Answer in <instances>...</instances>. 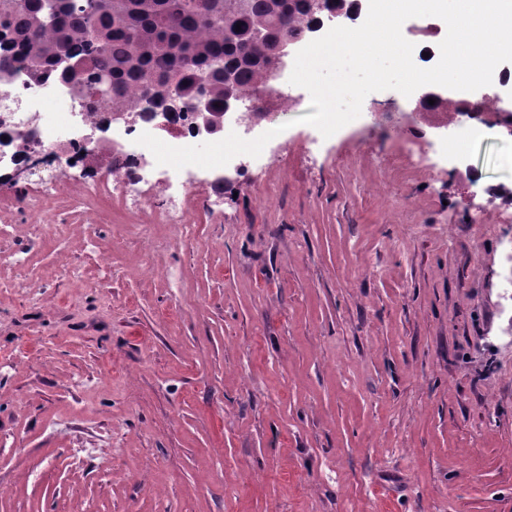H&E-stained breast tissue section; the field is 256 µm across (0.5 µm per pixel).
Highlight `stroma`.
I'll return each instance as SVG.
<instances>
[{
	"label": "stroma",
	"instance_id": "stroma-1",
	"mask_svg": "<svg viewBox=\"0 0 512 512\" xmlns=\"http://www.w3.org/2000/svg\"><path fill=\"white\" fill-rule=\"evenodd\" d=\"M274 87L190 233L0 184V512H512V136Z\"/></svg>",
	"mask_w": 512,
	"mask_h": 512
}]
</instances>
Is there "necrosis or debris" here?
Wrapping results in <instances>:
<instances>
[{
	"mask_svg": "<svg viewBox=\"0 0 512 512\" xmlns=\"http://www.w3.org/2000/svg\"><path fill=\"white\" fill-rule=\"evenodd\" d=\"M12 69L9 81L0 85V165L15 160L23 166L49 156L55 163L51 176L57 179L78 162L105 174L104 179L88 183L86 194L105 190L138 204L141 189L132 174L149 150L137 139L141 133L157 131L152 113L143 111L141 101L133 97L127 105L129 111L139 113L138 122L116 126L112 113L90 111L83 96L54 80L33 77L26 64L13 63ZM155 185L166 198V221L182 224L190 180L174 170Z\"/></svg>",
	"mask_w": 512,
	"mask_h": 512,
	"instance_id": "obj_1",
	"label": "necrosis or debris"
}]
</instances>
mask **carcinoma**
I'll return each mask as SVG.
<instances>
[{"label": "carcinoma", "mask_w": 512, "mask_h": 512, "mask_svg": "<svg viewBox=\"0 0 512 512\" xmlns=\"http://www.w3.org/2000/svg\"><path fill=\"white\" fill-rule=\"evenodd\" d=\"M317 23L309 0H249L245 12L229 0H0V53L88 89L113 112L125 111L128 96L148 100L157 86L177 99L175 112H191L203 82L219 110L221 72L232 71L247 94L264 82L279 40L304 41ZM263 28L272 30L267 40L255 36ZM62 56L77 66L65 79Z\"/></svg>", "instance_id": "obj_1"}]
</instances>
